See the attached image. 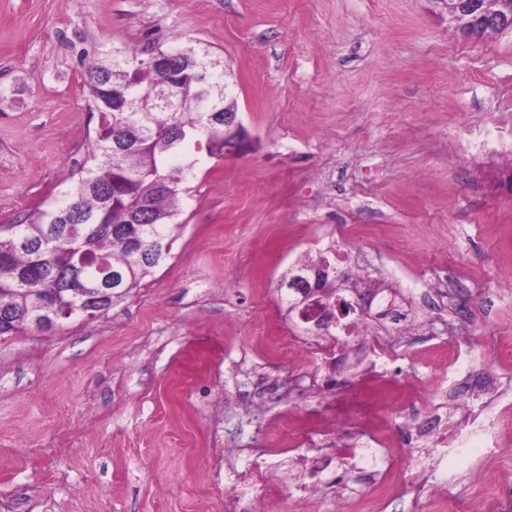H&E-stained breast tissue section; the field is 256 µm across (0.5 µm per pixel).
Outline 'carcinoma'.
Segmentation results:
<instances>
[{"mask_svg":"<svg viewBox=\"0 0 512 512\" xmlns=\"http://www.w3.org/2000/svg\"><path fill=\"white\" fill-rule=\"evenodd\" d=\"M153 53L204 72L202 81L174 112L161 95L180 91L175 72L151 68L136 53H99L87 85L100 124L77 179L53 207L0 224V337L39 329L35 307L59 297L95 307L97 300L74 293L87 283L112 281L109 309L125 299L171 251L194 170V162L173 167L171 158L191 149L224 157V111L235 106L224 62L194 46Z\"/></svg>","mask_w":512,"mask_h":512,"instance_id":"cac0c4a2","label":"carcinoma"}]
</instances>
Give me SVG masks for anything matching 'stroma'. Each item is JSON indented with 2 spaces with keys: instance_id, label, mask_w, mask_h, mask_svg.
<instances>
[{
  "instance_id": "stroma-1",
  "label": "stroma",
  "mask_w": 512,
  "mask_h": 512,
  "mask_svg": "<svg viewBox=\"0 0 512 512\" xmlns=\"http://www.w3.org/2000/svg\"><path fill=\"white\" fill-rule=\"evenodd\" d=\"M187 42L223 60L249 146L199 152L169 257L123 302L0 338V512H193L217 454L308 404L277 282L330 248L339 270L440 288L413 332L406 296L365 317L401 354L393 379L434 394L460 340L485 384L512 379L511 175L466 150L512 139V30L463 36L435 0H0V224L83 164L88 55ZM486 463H449L452 494L478 499Z\"/></svg>"
}]
</instances>
